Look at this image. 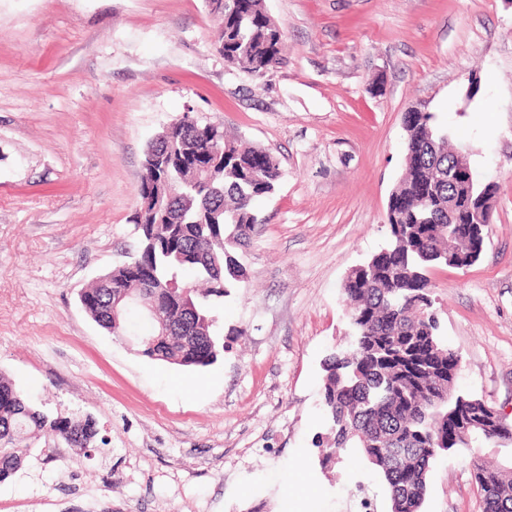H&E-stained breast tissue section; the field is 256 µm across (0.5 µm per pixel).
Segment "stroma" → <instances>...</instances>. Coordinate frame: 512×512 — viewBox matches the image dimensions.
<instances>
[{
  "mask_svg": "<svg viewBox=\"0 0 512 512\" xmlns=\"http://www.w3.org/2000/svg\"><path fill=\"white\" fill-rule=\"evenodd\" d=\"M284 31L261 76L225 62L206 0H0V375L36 407L91 415L100 445L33 449L0 512H389L346 452L322 466L324 359L349 344L342 285L389 239L405 112L461 136L498 183L481 258L431 275L457 391L512 424V0H265ZM281 164L244 279L211 297L224 354L143 356L79 295L125 261L149 142L183 113ZM439 455L423 512H481L472 460Z\"/></svg>",
  "mask_w": 512,
  "mask_h": 512,
  "instance_id": "1",
  "label": "stroma"
}]
</instances>
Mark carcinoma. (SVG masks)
Returning <instances> with one entry per match:
<instances>
[{"label": "carcinoma", "instance_id": "carcinoma-1", "mask_svg": "<svg viewBox=\"0 0 512 512\" xmlns=\"http://www.w3.org/2000/svg\"><path fill=\"white\" fill-rule=\"evenodd\" d=\"M214 37L224 60L252 75L281 61L282 31L264 0H227ZM406 173L393 189L388 245L352 270L343 285L355 335L325 359L322 406L329 424L326 448L357 450L383 479L391 512H422L430 463L443 450L511 441L505 422L489 434L448 437V412L488 413L489 405L455 393L448 371L460 362L439 334L430 298V273L462 258L477 260L483 239L476 227L448 223V132L431 112L404 121ZM150 149L166 156L163 168L148 166L138 189V245L129 260L83 292L85 311L114 336L127 333L128 301L149 304L156 318L182 322V332L138 341L143 355L187 368H205L224 352L209 297H222L242 281L231 254L245 246L254 224L256 199L272 194L283 176L269 156L211 127L182 116ZM163 181L168 193L150 191ZM184 270L209 284L203 293L181 296ZM98 428L90 415L50 413L32 406L0 376V480L18 471L31 449L90 448ZM482 489V512H512V466L473 464Z\"/></svg>", "mask_w": 512, "mask_h": 512}]
</instances>
